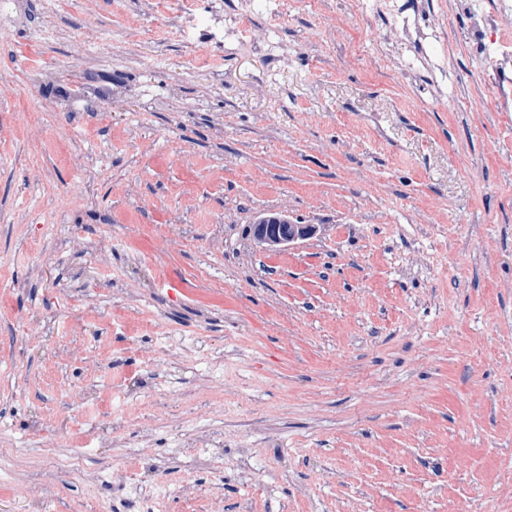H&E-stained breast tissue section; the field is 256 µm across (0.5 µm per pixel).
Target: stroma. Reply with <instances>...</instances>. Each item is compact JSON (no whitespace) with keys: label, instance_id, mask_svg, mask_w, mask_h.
<instances>
[{"label":"stroma","instance_id":"obj_1","mask_svg":"<svg viewBox=\"0 0 512 512\" xmlns=\"http://www.w3.org/2000/svg\"><path fill=\"white\" fill-rule=\"evenodd\" d=\"M460 2L408 0L415 71L356 0L211 76L134 0L0 22V512L20 470L48 512H512V111ZM274 223V224H271ZM270 225L275 226L276 232L270 235ZM315 227L311 224H290L287 218L271 215L254 224L253 234L263 244L269 246L288 245L311 237Z\"/></svg>","mask_w":512,"mask_h":512}]
</instances>
